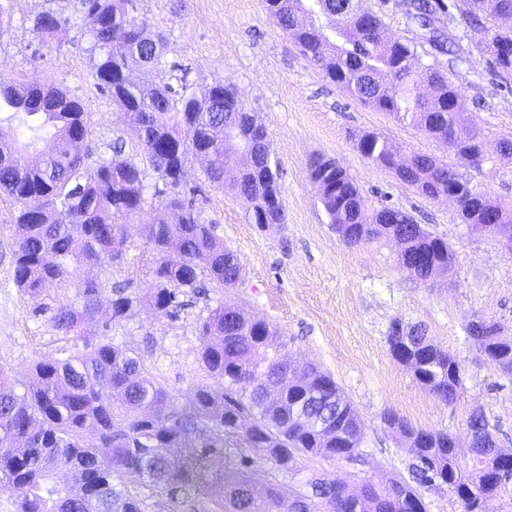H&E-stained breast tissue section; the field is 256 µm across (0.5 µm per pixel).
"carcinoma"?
Here are the masks:
<instances>
[{"mask_svg": "<svg viewBox=\"0 0 512 512\" xmlns=\"http://www.w3.org/2000/svg\"><path fill=\"white\" fill-rule=\"evenodd\" d=\"M78 2L91 76L124 113L142 161L170 190L164 209L144 228L156 255L152 305L175 317L184 306L179 296L198 291L199 277L219 288H235L242 280L237 254L179 192L189 157L204 159L207 181L246 200L250 216H267V225H258L264 231L285 223L284 207L269 202L279 193V167L265 127L223 80L199 97L185 76L175 74L178 65L162 67L163 35L148 33L139 0ZM265 6L309 62L349 96L448 145L462 136L464 149L478 151L481 132L462 107L460 89L424 63L414 45L387 36L377 15L365 24L368 11L360 0H265ZM411 7L410 18L420 24L439 11L455 21L452 7L474 26L484 29L482 20L490 21L494 44L483 42L480 49L491 58L495 75L512 81V0H459L450 6L415 0ZM69 23L49 7L36 15L34 31L60 47ZM2 124L13 129L9 148L0 152V194L18 209L14 284L33 298L48 283L75 286L83 300L78 306L64 295L36 308L59 335L73 340L63 356L36 362L27 381L0 366V482L18 492L16 512H144L142 501L125 488L128 477L189 495L219 479L224 500L216 512H426L421 494L396 479L369 481L357 491L320 481L311 493L288 498L275 479L263 493L251 494L247 473L256 457L274 462L280 476L291 473L296 456L334 462L342 453L348 463H365L364 427L351 403L330 375L288 362L287 342L277 328L245 316L231 302L200 324V362L214 382L197 385L184 407L111 337L89 344L83 324L99 308L120 321L139 303L128 285L105 296L82 272L123 256V222L145 203L144 169L124 156L121 139L112 145L113 157L84 167L77 146L88 133L87 112L53 85H0ZM358 150L426 199L450 186L463 191L459 218L477 231L493 219L512 225V201L476 190L465 167L398 149L375 132L360 139ZM238 151L249 161L228 165L226 158ZM310 179L322 185L320 201L345 245L397 238L404 244L397 263L410 275L428 281L453 271L448 241L396 207L368 202L336 162H312ZM58 205L76 223H59ZM400 326L395 321L389 328L390 352L408 354L406 366L416 380L453 402L461 387L456 359L415 326L409 331L413 339L404 341ZM501 330L488 323L476 340L487 363L512 374V336ZM243 420L249 426L242 431ZM383 421L416 459L419 482L448 486L461 512H482L481 504L512 481L481 411L468 417L471 444L461 456L449 447L446 431L415 427L394 412ZM87 430L96 433V444L84 443ZM170 448L186 453L174 458ZM64 465L75 471L71 484L55 480Z\"/></svg>", "mask_w": 512, "mask_h": 512, "instance_id": "carcinoma-1", "label": "carcinoma"}]
</instances>
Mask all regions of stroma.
I'll return each instance as SVG.
<instances>
[{
	"instance_id": "1",
	"label": "stroma",
	"mask_w": 512,
	"mask_h": 512,
	"mask_svg": "<svg viewBox=\"0 0 512 512\" xmlns=\"http://www.w3.org/2000/svg\"><path fill=\"white\" fill-rule=\"evenodd\" d=\"M44 6L45 0H9L7 14L0 17V82L53 84L78 98L88 114V134L81 144L87 166L110 158L119 137L126 140V156L138 157L124 115L115 112L111 98L90 75L74 0L55 3L70 18L67 43L60 48L41 42L33 30V19ZM361 6L381 17L389 36L415 45L424 63L436 65L461 88L489 155L472 176L493 196L511 199L512 158L497 155L496 146L512 140V90L494 75L489 56L477 49L482 29L461 19L451 25L461 54L456 62L427 43L425 30L406 13V0H361ZM139 11L153 29L165 32L163 60L187 68L192 91L224 79L267 128L280 166L286 221L258 230L246 201L213 189L201 163L189 160L180 191L238 255L241 284L219 288L204 283L200 292L186 296L175 320L148 304L118 323H107L105 314H98L87 324L86 336L94 341L106 333L114 344L133 350L185 406L195 385L208 379L198 361V328L212 309L230 299L247 316L277 327L288 341V360L310 362L330 373L365 424L364 464L297 458L292 479L280 485L286 495L316 475L353 489L369 480L413 481L415 460L384 424L388 411L414 426L462 439L469 414L479 407L501 447L512 449V376L485 363L478 343L465 331L469 321L480 317L512 336V254L496 237L461 224L454 205L423 198L370 162L357 141L377 132L395 145L456 164L447 145L350 98L302 55L268 16L262 0H140ZM318 157L336 160L370 201L386 200L447 240L455 252L453 279L411 277L397 265L392 243L349 247L341 242L309 179V164ZM145 183V204L127 224L123 262L91 272L101 288L129 281L144 296L154 286L155 255L143 226L164 207L168 191L153 171H146ZM15 215L13 203L0 194V364L24 373L34 361L57 357L61 346L46 316L36 314L38 304L63 293L73 301L79 295L76 288L63 291L49 284L35 299L16 288ZM396 319L423 325L431 341L459 362L463 384L455 402L436 398L391 355L386 336ZM126 486L142 500L144 512H210L223 498L215 486L197 498L133 479Z\"/></svg>"
}]
</instances>
